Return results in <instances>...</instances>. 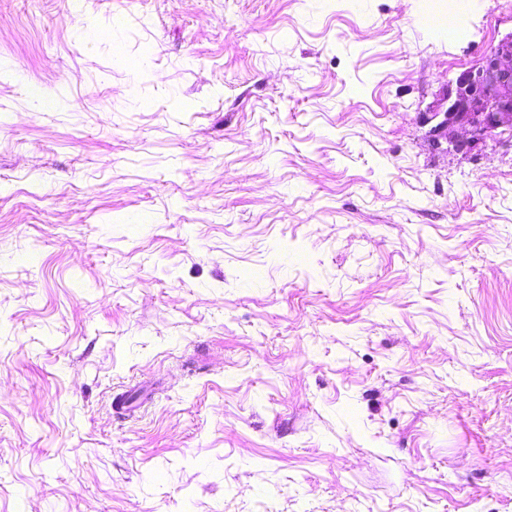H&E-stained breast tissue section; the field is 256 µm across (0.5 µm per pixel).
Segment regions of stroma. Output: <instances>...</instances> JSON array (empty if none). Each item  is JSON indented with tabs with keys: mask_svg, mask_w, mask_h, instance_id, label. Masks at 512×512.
<instances>
[{
	"mask_svg": "<svg viewBox=\"0 0 512 512\" xmlns=\"http://www.w3.org/2000/svg\"><path fill=\"white\" fill-rule=\"evenodd\" d=\"M451 4L0 0V512H512V146L424 122L512 0Z\"/></svg>",
	"mask_w": 512,
	"mask_h": 512,
	"instance_id": "1",
	"label": "stroma"
}]
</instances>
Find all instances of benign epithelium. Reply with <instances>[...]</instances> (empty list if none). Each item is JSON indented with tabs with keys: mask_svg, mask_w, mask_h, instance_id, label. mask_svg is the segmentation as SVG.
<instances>
[{
	"mask_svg": "<svg viewBox=\"0 0 512 512\" xmlns=\"http://www.w3.org/2000/svg\"><path fill=\"white\" fill-rule=\"evenodd\" d=\"M434 140L462 153L512 140V33L491 49L480 66L461 72L430 108Z\"/></svg>",
	"mask_w": 512,
	"mask_h": 512,
	"instance_id": "obj_1",
	"label": "benign epithelium"
}]
</instances>
